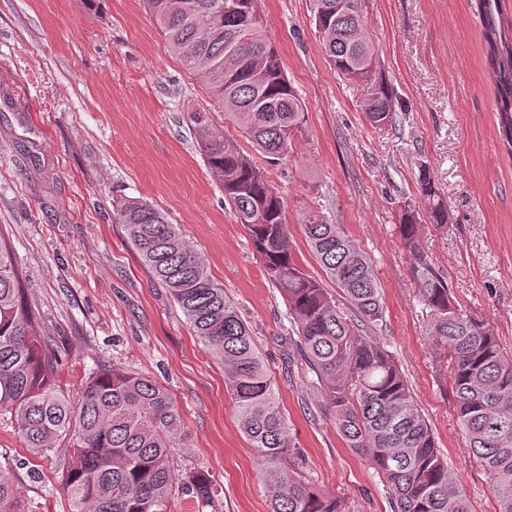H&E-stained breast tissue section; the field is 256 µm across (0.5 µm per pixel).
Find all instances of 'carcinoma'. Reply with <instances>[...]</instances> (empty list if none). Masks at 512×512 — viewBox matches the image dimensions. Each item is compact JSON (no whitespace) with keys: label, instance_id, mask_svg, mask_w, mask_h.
<instances>
[{"label":"carcinoma","instance_id":"carcinoma-1","mask_svg":"<svg viewBox=\"0 0 512 512\" xmlns=\"http://www.w3.org/2000/svg\"><path fill=\"white\" fill-rule=\"evenodd\" d=\"M170 52L203 78L225 115L267 159L286 160L305 122L298 91L267 37L258 0H144ZM312 21L327 60L352 79L371 83L364 112L372 125L393 122L395 101L373 79L376 56L366 36L362 0H310ZM496 110L512 145V21L501 0H475ZM224 200L247 228L266 276L288 303L296 347L316 377L322 412L339 436L364 455L386 482L397 512H470L469 501L418 409L394 356L362 327L383 325L384 303L371 258L329 215L310 208L303 219L307 246L327 278L345 295L343 308L299 266L290 244L286 205L237 141L215 130L207 113L190 115ZM419 193L430 223L449 224L431 173L422 169ZM129 241L189 326L224 366L243 433L257 452L273 512H339L336 498L302 479L290 461L293 439L273 380L249 326L211 277L178 225L146 201L117 208ZM420 213L402 209L399 232L412 255L410 273L428 317L435 358L451 364L457 418L473 455L488 475L497 512H512V358L485 322L462 313L448 284L419 245ZM14 254L0 236V416L15 423L29 454L21 465L71 443L55 473L69 512H172L175 494L194 507H214L219 487L204 469L173 464L184 447L183 419L172 396L150 376L104 365L75 397L57 379L52 337L38 331L25 307ZM0 512H34L13 471H0Z\"/></svg>","mask_w":512,"mask_h":512}]
</instances>
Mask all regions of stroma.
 I'll return each instance as SVG.
<instances>
[{"label":"stroma","instance_id":"1","mask_svg":"<svg viewBox=\"0 0 512 512\" xmlns=\"http://www.w3.org/2000/svg\"><path fill=\"white\" fill-rule=\"evenodd\" d=\"M267 35L306 107L289 161L258 158L282 194L300 267L325 274L302 229L321 204L370 256L385 307L373 329L392 352L472 512H496L490 481L457 422L446 363L437 362L427 318L400 239L404 204L420 205L429 169L450 223L422 222L420 245L462 313L491 326L512 356V147L504 142L482 27L472 0H365L376 71L405 107L395 125H371L365 82L326 59L309 0H261ZM252 145L215 106L206 86L171 54L142 0H0V233L14 251L25 301L62 357L61 384L117 363L168 390L187 448L179 468L202 466L221 488L218 512H271L256 452L240 430L223 367L140 262L116 205L150 202L178 224L248 323L269 364L291 428V461L341 512H394L385 483L319 412L312 373L289 342L295 325L260 256L224 204L189 115ZM14 423L0 417V465L15 467L38 512H68L42 480Z\"/></svg>","mask_w":512,"mask_h":512}]
</instances>
